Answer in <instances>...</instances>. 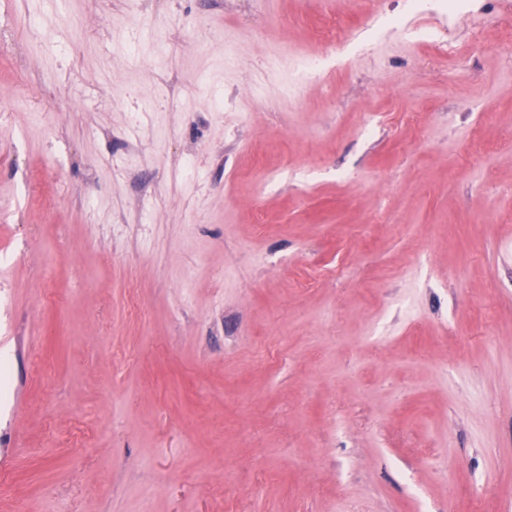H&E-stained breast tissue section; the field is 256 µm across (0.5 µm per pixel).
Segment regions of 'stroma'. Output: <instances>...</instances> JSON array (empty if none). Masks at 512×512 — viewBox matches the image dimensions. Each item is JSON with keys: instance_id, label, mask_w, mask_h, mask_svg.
I'll list each match as a JSON object with an SVG mask.
<instances>
[{"instance_id": "35a3bbf8", "label": "stroma", "mask_w": 512, "mask_h": 512, "mask_svg": "<svg viewBox=\"0 0 512 512\" xmlns=\"http://www.w3.org/2000/svg\"><path fill=\"white\" fill-rule=\"evenodd\" d=\"M511 34L0 0V512H512Z\"/></svg>"}]
</instances>
